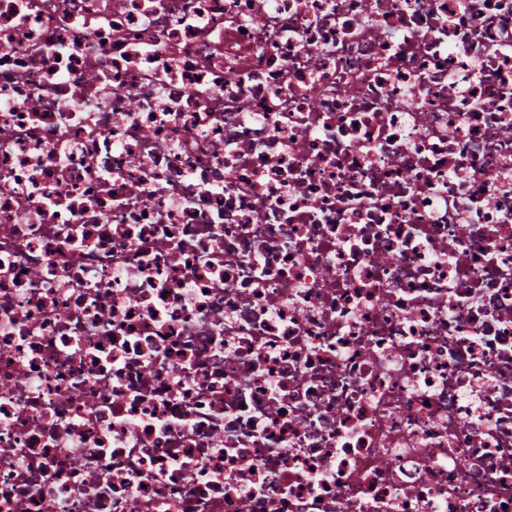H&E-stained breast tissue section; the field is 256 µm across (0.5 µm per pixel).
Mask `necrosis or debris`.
<instances>
[{"label": "necrosis or debris", "mask_w": 512, "mask_h": 512, "mask_svg": "<svg viewBox=\"0 0 512 512\" xmlns=\"http://www.w3.org/2000/svg\"><path fill=\"white\" fill-rule=\"evenodd\" d=\"M0 512H512V0H0Z\"/></svg>", "instance_id": "1"}]
</instances>
